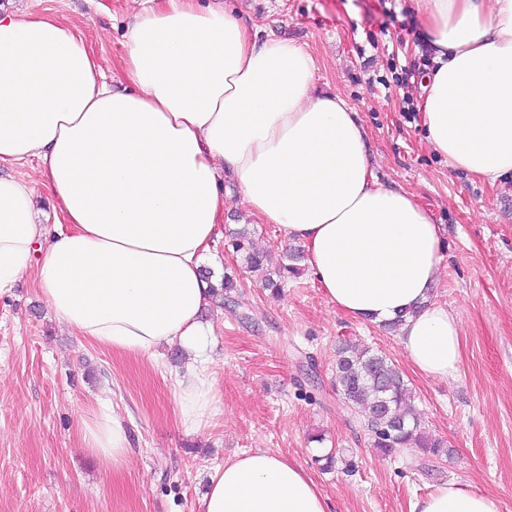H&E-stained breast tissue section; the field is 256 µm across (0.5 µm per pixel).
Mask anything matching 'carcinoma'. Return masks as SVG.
Wrapping results in <instances>:
<instances>
[{"label":"carcinoma","instance_id":"obj_1","mask_svg":"<svg viewBox=\"0 0 512 512\" xmlns=\"http://www.w3.org/2000/svg\"><path fill=\"white\" fill-rule=\"evenodd\" d=\"M230 246L234 252L246 254L251 268L262 265V257L251 251L247 232L235 233ZM301 259L300 249L292 251L288 255L290 264L267 273L264 286L279 291L285 275L299 273ZM335 372L336 393L364 420L373 447L388 453L411 449L436 457L446 452L442 441L423 430L421 420L408 403L411 394L408 383L385 354L360 349L346 340L338 349Z\"/></svg>","mask_w":512,"mask_h":512}]
</instances>
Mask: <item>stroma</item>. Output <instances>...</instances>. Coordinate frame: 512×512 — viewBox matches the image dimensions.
Returning <instances> with one entry per match:
<instances>
[{"label": "stroma", "instance_id": "obj_1", "mask_svg": "<svg viewBox=\"0 0 512 512\" xmlns=\"http://www.w3.org/2000/svg\"><path fill=\"white\" fill-rule=\"evenodd\" d=\"M223 3L313 53L316 92L341 95L359 113L376 176L413 193L441 224L435 299L461 318L458 374L434 381L414 372L396 332L342 315L309 269L280 294L265 290L229 237L247 228L273 266L284 262L287 245L275 225L247 216L238 186L227 181L221 190L231 209L203 263L214 278H237L223 306L204 312L216 338L219 403L210 425L178 424L173 373L185 362L174 349L152 361L71 335L25 274L0 296V512H204L212 467L255 448L301 464L331 512H410L451 480L493 494L501 512H512V180L473 178L428 146L413 112L433 48L411 0ZM18 7L77 24L119 85L132 0H19ZM346 340L396 365L426 431L446 441L448 454L373 448L336 392ZM103 401L134 448L113 471L83 448L82 422Z\"/></svg>", "mask_w": 512, "mask_h": 512}]
</instances>
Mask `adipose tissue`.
<instances>
[{
    "instance_id": "1",
    "label": "adipose tissue",
    "mask_w": 512,
    "mask_h": 512,
    "mask_svg": "<svg viewBox=\"0 0 512 512\" xmlns=\"http://www.w3.org/2000/svg\"><path fill=\"white\" fill-rule=\"evenodd\" d=\"M434 49L420 83L430 148L496 183L512 176V0H413ZM122 89L77 28L0 6V166L34 160L59 217L38 223L32 182L0 175V292L35 272L63 327L135 357L178 347L180 423L216 410L211 300L201 269L224 220L223 180L248 214L298 241L328 300L356 321H399L410 366L433 380L461 362L457 313L432 301L442 228L373 172L367 130L340 95L316 94L313 54L258 35L219 0H138ZM107 469L131 441L111 405L83 422ZM310 474L257 448L214 468L204 512H329ZM412 512H501L450 481Z\"/></svg>"
}]
</instances>
